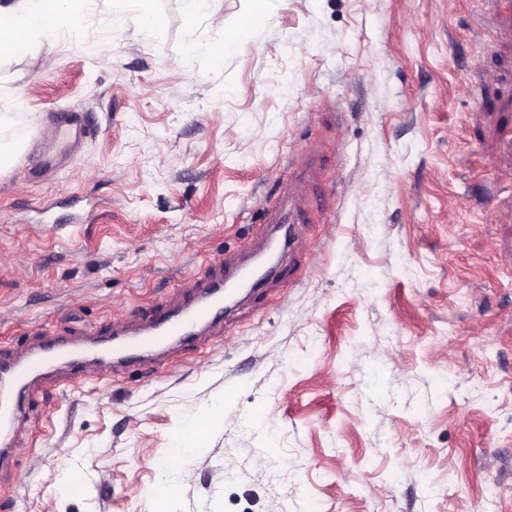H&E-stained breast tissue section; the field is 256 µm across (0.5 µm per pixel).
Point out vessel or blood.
I'll list each match as a JSON object with an SVG mask.
<instances>
[{"instance_id": "obj_1", "label": "vessel or blood", "mask_w": 512, "mask_h": 512, "mask_svg": "<svg viewBox=\"0 0 512 512\" xmlns=\"http://www.w3.org/2000/svg\"><path fill=\"white\" fill-rule=\"evenodd\" d=\"M312 173L310 156L298 153L291 162V172L278 187L275 203H263L257 209L258 221L271 225L281 250L293 245L300 224L308 223L312 209L323 207L322 197H303L300 187ZM248 282L250 291L266 283L265 276L254 275L248 256L224 263L220 273L198 280L186 300L160 304L155 313L139 326L112 324L109 335L87 329L76 338L56 337L38 343L20 353L0 355V445L12 447V431L24 413V402L48 362L65 359L70 376L82 379L87 363L108 356L113 367L138 364L152 370L164 368L167 349L174 343L198 341L222 324L227 306L225 288Z\"/></svg>"}]
</instances>
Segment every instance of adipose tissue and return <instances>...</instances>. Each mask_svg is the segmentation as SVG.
Listing matches in <instances>:
<instances>
[{
    "label": "adipose tissue",
    "mask_w": 512,
    "mask_h": 512,
    "mask_svg": "<svg viewBox=\"0 0 512 512\" xmlns=\"http://www.w3.org/2000/svg\"><path fill=\"white\" fill-rule=\"evenodd\" d=\"M77 0H0V45L21 52L77 19Z\"/></svg>",
    "instance_id": "obj_1"
}]
</instances>
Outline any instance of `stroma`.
<instances>
[{
  "label": "stroma",
  "instance_id": "35a3bbf8",
  "mask_svg": "<svg viewBox=\"0 0 512 512\" xmlns=\"http://www.w3.org/2000/svg\"><path fill=\"white\" fill-rule=\"evenodd\" d=\"M80 0L0 50V350L148 311L252 251L294 150L295 271L159 371L51 366L0 465L11 512H512L507 0ZM121 26L103 27L113 14ZM237 33L236 50L211 47ZM83 110L41 164L49 113ZM54 224L67 233L51 232ZM223 406L176 490L188 417ZM86 480L75 496L73 474ZM186 17L194 19L204 16L216 27H223L224 17L217 14L210 6L211 0H183Z\"/></svg>",
  "mask_w": 512,
  "mask_h": 512
}]
</instances>
